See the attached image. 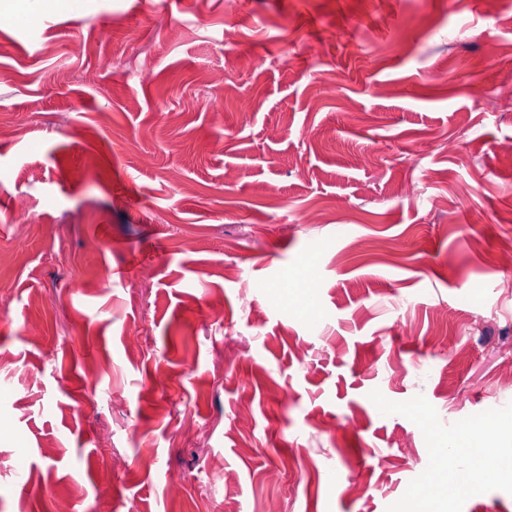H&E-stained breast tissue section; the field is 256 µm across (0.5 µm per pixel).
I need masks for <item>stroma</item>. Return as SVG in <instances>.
<instances>
[{"label":"stroma","mask_w":512,"mask_h":512,"mask_svg":"<svg viewBox=\"0 0 512 512\" xmlns=\"http://www.w3.org/2000/svg\"><path fill=\"white\" fill-rule=\"evenodd\" d=\"M36 16L0 0V512H399L452 426L480 451L443 512H512V0Z\"/></svg>","instance_id":"stroma-1"}]
</instances>
